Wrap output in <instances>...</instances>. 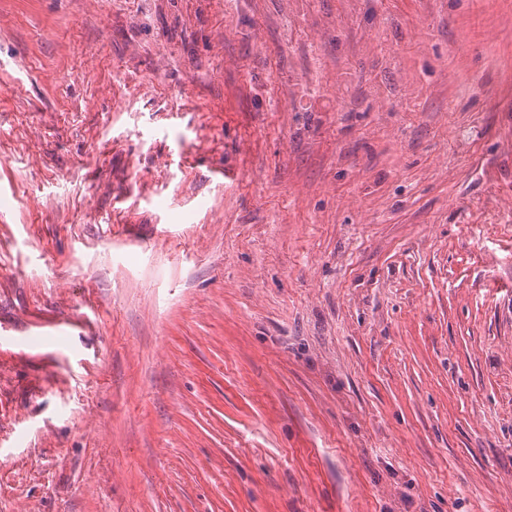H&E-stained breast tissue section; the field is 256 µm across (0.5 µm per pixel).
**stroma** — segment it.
<instances>
[{"mask_svg":"<svg viewBox=\"0 0 512 512\" xmlns=\"http://www.w3.org/2000/svg\"><path fill=\"white\" fill-rule=\"evenodd\" d=\"M0 512H512V0H0Z\"/></svg>","mask_w":512,"mask_h":512,"instance_id":"stroma-1","label":"stroma"}]
</instances>
